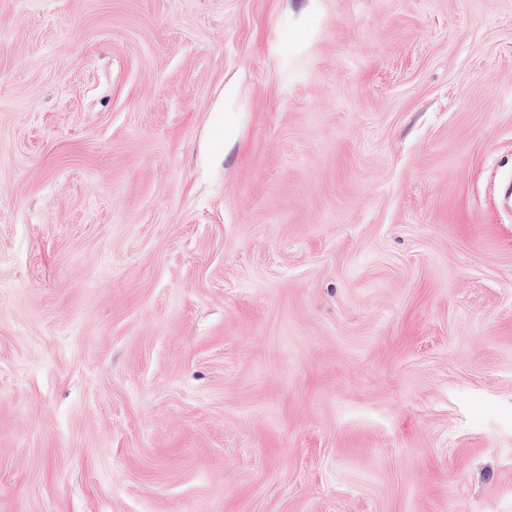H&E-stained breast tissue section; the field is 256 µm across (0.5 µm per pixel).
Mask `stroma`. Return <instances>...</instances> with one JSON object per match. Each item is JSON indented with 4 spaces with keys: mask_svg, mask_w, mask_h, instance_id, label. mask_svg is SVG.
I'll list each match as a JSON object with an SVG mask.
<instances>
[{
    "mask_svg": "<svg viewBox=\"0 0 512 512\" xmlns=\"http://www.w3.org/2000/svg\"><path fill=\"white\" fill-rule=\"evenodd\" d=\"M512 0H0V512H512Z\"/></svg>",
    "mask_w": 512,
    "mask_h": 512,
    "instance_id": "stroma-1",
    "label": "stroma"
}]
</instances>
